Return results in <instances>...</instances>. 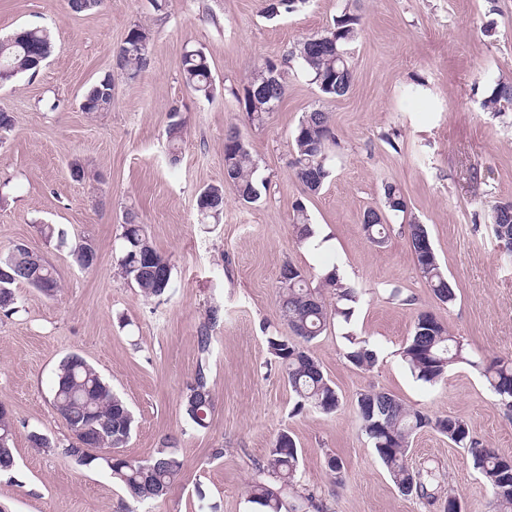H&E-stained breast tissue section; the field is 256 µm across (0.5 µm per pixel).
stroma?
I'll return each instance as SVG.
<instances>
[{
  "label": "stroma",
  "instance_id": "stroma-1",
  "mask_svg": "<svg viewBox=\"0 0 512 512\" xmlns=\"http://www.w3.org/2000/svg\"><path fill=\"white\" fill-rule=\"evenodd\" d=\"M265 0H104L90 14L68 0H0V37L22 28L51 31L54 49L35 74L0 85V109L16 123L0 143V254L24 243L55 269L58 291L41 296L15 287L18 311H0V401L15 423L16 466L0 474L7 512H124L128 500L100 466L82 467L60 451L30 447L38 431L70 439L52 405L59 362L85 358L126 401L135 428L125 455L147 460L169 447L184 472L159 501L137 512H252L249 483L268 448L288 432L300 453L302 484L324 512H443L455 496L462 512H492L489 487L466 449L434 429L418 430L408 458L436 470L434 497L402 495L361 432L355 399L368 389L392 393L435 417L465 421L472 435L512 456V412L488 390L477 365L512 356V256L485 222L490 206L512 199V110L484 111L497 80L512 81V0H360L362 29L352 46L354 81L342 98H325L296 63L299 40L326 30L344 0H307L299 11L267 18ZM493 23L494 38L481 29ZM150 35L149 64L135 79L113 71L130 27ZM202 49L214 95L181 78L185 51ZM284 62L287 91L262 127L249 124L233 96L266 60ZM113 73L109 111H81L84 91ZM186 123L178 161L166 127L171 109ZM328 112L336 143L332 174L305 196L297 181L293 133L309 111ZM236 128L257 163L258 202L224 186V134ZM397 184L406 212L389 215L383 246L366 241L365 209ZM223 185L219 219L197 207L202 189ZM330 242L308 252L293 232L297 200ZM146 224L172 265L164 297L148 299L119 276L117 258L127 211ZM426 224L456 297L440 302L417 268L407 235ZM55 224L66 245L45 241ZM91 242L98 260L80 267L72 248ZM318 287L339 265L364 290L350 323L334 322L308 343L341 399L331 414L296 410V397L269 352L286 335L277 307L284 264ZM400 289L393 298L392 289ZM224 319L202 356L197 330L210 307ZM429 312L463 341L471 364L451 365L430 385L401 359L418 313ZM378 351L361 370L344 356L346 334ZM206 366L213 409L207 427L185 411L187 386ZM343 465L334 483L325 459Z\"/></svg>",
  "mask_w": 512,
  "mask_h": 512
}]
</instances>
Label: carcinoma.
Masks as SVG:
<instances>
[{"label": "carcinoma", "instance_id": "cac0c4a2", "mask_svg": "<svg viewBox=\"0 0 512 512\" xmlns=\"http://www.w3.org/2000/svg\"><path fill=\"white\" fill-rule=\"evenodd\" d=\"M308 0H267L266 12L270 17L293 13ZM362 26L358 10L346 5L335 16L331 26L322 34L307 37L290 51L284 62L295 60L326 98L345 96L353 82L350 64L351 47ZM52 42L42 28H25L8 38L0 39V81L7 83L20 74L36 73L37 58L50 55ZM147 63L140 54L124 41L116 51L115 67L129 79L136 78ZM181 76L184 84L194 93L209 99L213 96V78L210 62L200 50L186 52L182 59ZM112 106V77L99 78L84 93L81 109L84 112H106ZM512 106V82L495 83L483 107L492 112ZM170 111L166 129L171 147H176L184 136L185 122ZM335 142L329 113L314 109L305 113L294 132L295 175L306 196L317 194L331 171L328 165L329 144ZM256 163L242 142L238 132L224 136V184L205 188L197 200L211 217L224 210V185H230L238 198L253 203L260 197L255 178ZM406 203L399 188L387 183L383 188V207L369 208L362 216L361 226L366 240L374 246L385 243L390 225L385 211L403 212ZM489 224L498 242L509 238L512 242V201H497L491 205ZM293 231L302 242L311 235L308 209L298 201L293 209ZM416 264L433 294L443 303L455 300L445 270L438 259L427 226L417 221L407 225ZM123 240L118 270L123 279L136 286L146 298H159L169 289L172 267L150 239L147 226L137 222L132 213L126 215L122 225ZM73 254L85 268L97 261L94 246L83 241L74 246ZM0 267L12 274L0 279V295H14L13 286L25 283L36 291L51 296L58 290L54 269L46 264L50 279L46 284L30 282L25 272L29 268V253L18 246L0 256ZM278 310L280 319L291 337L276 336L268 339L270 354L279 363L288 385L296 396V411L309 407L323 413H333L340 406L339 395L325 376L320 364L305 349V344L322 335L333 320L350 323L362 289L350 281H343L336 270L320 274V286L311 288L304 272L292 265L283 266L279 276ZM223 319L219 307L209 310L207 322L198 330L201 354L209 353L211 332ZM348 346L345 358L355 367L367 370L377 361V352L368 341L351 334L346 336ZM411 374L419 381L437 382L455 363H467L463 342L452 335L448 327L429 312L417 314L413 329L401 352ZM481 373L489 390L512 408V358L495 357L482 364ZM52 404L71 433L87 429L95 442L112 449V459L103 460L112 479L118 483L135 503L157 501L164 498L183 471V460L177 452L162 449L149 461L131 459L122 453L134 426L133 415L125 401L118 396L109 382L81 356L72 354L64 358L56 374ZM212 405L209 377L206 369L198 367L188 386L185 399L186 414L200 428L207 426ZM357 418L361 431L367 436L374 451L386 467L394 483L404 495L429 498L423 470L407 462V448L413 434L426 426L448 437L455 445L465 448L476 468L491 488L493 512H512V457L498 453L473 437L469 426L462 420L437 416L431 418L403 403L396 396L377 390H366L357 396ZM0 460L15 459L14 421L10 410L0 402ZM29 444L38 449L56 447L80 466H90L96 458L85 455L73 444L57 446L46 435L27 436ZM299 453L296 443L285 431L281 432L261 465V478L248 489L249 502L256 512H293L288 499L300 498L315 512H323L312 491L299 483Z\"/></svg>", "mask_w": 512, "mask_h": 512}]
</instances>
